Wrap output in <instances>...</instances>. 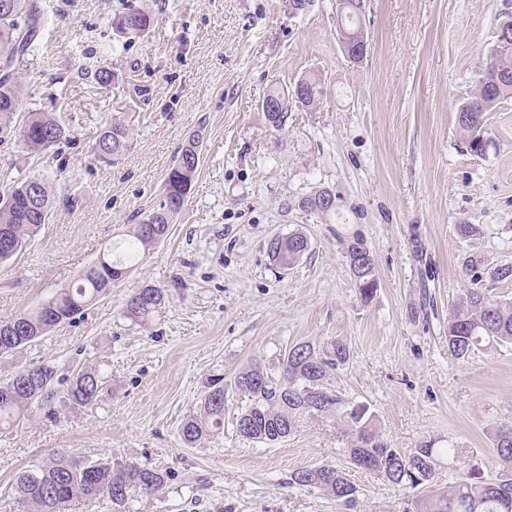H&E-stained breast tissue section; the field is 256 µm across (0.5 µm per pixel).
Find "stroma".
I'll return each instance as SVG.
<instances>
[{"label": "stroma", "instance_id": "1", "mask_svg": "<svg viewBox=\"0 0 512 512\" xmlns=\"http://www.w3.org/2000/svg\"><path fill=\"white\" fill-rule=\"evenodd\" d=\"M123 0H37L44 28L23 79L22 109L53 112L69 130L55 156L0 145V183L47 178L48 224L0 265V317L37 307L74 281L106 246L162 199L163 180L189 136L201 163L168 238L80 318L12 356L0 380L31 364L64 377L92 367L106 379L96 404L53 399L0 428V512H22L17 476L55 456L166 470L163 495L137 494L125 512H341L334 498L291 485L302 467L349 471L358 512H405L412 490L349 469L347 424L307 416L275 445L240 437L244 396L235 375L274 368L294 344L344 339L351 357L326 381L369 406L377 431L403 451L435 441L473 451L486 474L490 436L512 423V347L456 360L448 312L470 288L512 301V98L490 113L483 155L467 150L456 111L483 68L512 0H366L368 52L348 63L336 37V0H130L154 27L121 37ZM108 67L109 85L91 70ZM318 74L320 108L293 107L273 130L262 101ZM133 144L107 165L91 151L112 119ZM335 212L302 209L317 190ZM474 224L460 238L457 227ZM299 232L309 253L288 270L270 262L275 235ZM363 236L379 286L361 301L345 243ZM474 259L483 274L465 269ZM162 288L150 321L125 317L132 289ZM226 385L224 430L196 445L180 434L214 378Z\"/></svg>", "mask_w": 512, "mask_h": 512}]
</instances>
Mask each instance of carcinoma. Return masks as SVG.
I'll list each match as a JSON object with an SVG mask.
<instances>
[{"instance_id": "cac0c4a2", "label": "carcinoma", "mask_w": 512, "mask_h": 512, "mask_svg": "<svg viewBox=\"0 0 512 512\" xmlns=\"http://www.w3.org/2000/svg\"><path fill=\"white\" fill-rule=\"evenodd\" d=\"M362 10L361 0H347L343 25L356 32ZM41 18L30 0H0V144L18 138L37 155L52 151L67 138L68 129L49 112H21V79L34 50ZM124 36H139L154 24L148 12L131 5L113 19ZM307 88L306 98L298 100L291 92L272 89L267 98L281 105L273 129H283L292 106L314 109L325 91L319 76L300 79ZM512 97V37L496 35L494 48L484 68L478 71L470 98L459 106L457 122L466 137L467 148L484 154V138L489 114ZM131 147L130 128L115 120L105 125L93 144L94 155L106 164L119 160ZM200 140L189 137L179 148L164 182V198L144 219L134 225L120 242V256L107 248L72 284L58 289L38 307L0 319V357L13 355L55 327L76 317L112 286L125 279L126 262L140 251L165 240L170 224L182 210L200 163ZM54 197L49 184L39 176L14 182L0 191V264L10 260L26 245L40 227L48 223ZM310 249L301 233L276 236L267 247L268 256L278 265H292ZM348 267L362 301L371 300L378 282L370 250L363 238L353 237L346 244ZM165 304L163 289L144 285L132 291L125 303V315L137 322L152 319ZM512 345V303L497 301L481 288L470 289L465 298L448 313V348L455 358L464 360L482 346ZM350 347L342 339L322 346L300 342L278 358L279 377L259 365L234 377V387L247 396L235 417L236 432L266 444L282 441L297 431L304 416L341 413L352 426L353 436L345 449L351 466L372 471L382 479L420 493L411 502L412 512H512V425L494 432L493 447L501 469L487 475L476 461L446 486L437 482L439 458L448 464L468 450L454 445L436 448L422 444L409 452L391 448L376 431L373 416L365 404L347 405L325 385L330 373L348 362ZM55 371L49 365L25 367L0 382V425H11L30 415L32 409L58 395L53 388ZM97 370L81 368L72 374L63 397L78 407L94 404L102 390ZM224 379L215 378L204 392L200 415L185 420L183 441L195 445L224 428ZM168 472L139 463H112L109 460L60 457L46 466L18 475L15 491L31 512H69L73 502L105 499L115 507L124 506L135 493L157 496L164 493ZM292 484L309 487L332 496L345 509L357 508L356 488L348 474L333 466L301 468L293 472Z\"/></svg>"}]
</instances>
